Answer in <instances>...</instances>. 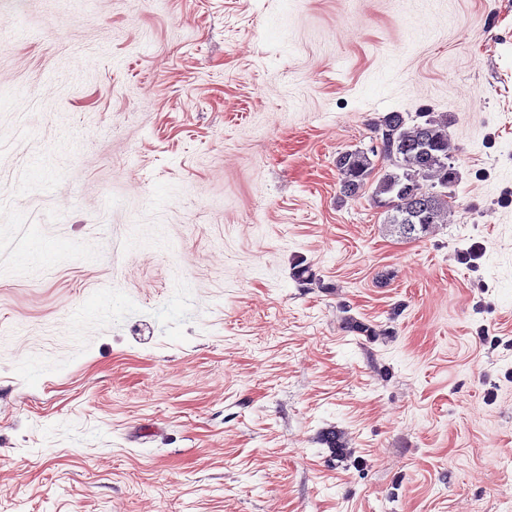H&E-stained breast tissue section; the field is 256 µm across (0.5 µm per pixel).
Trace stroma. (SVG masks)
Returning <instances> with one entry per match:
<instances>
[{
  "instance_id": "obj_1",
  "label": "stroma",
  "mask_w": 512,
  "mask_h": 512,
  "mask_svg": "<svg viewBox=\"0 0 512 512\" xmlns=\"http://www.w3.org/2000/svg\"><path fill=\"white\" fill-rule=\"evenodd\" d=\"M0 512H512V0H0ZM427 113H418L417 117L425 118L421 121L400 112L385 114L372 125V146L379 144L376 153L374 148L345 150L338 153L335 161L341 175L339 199L344 201L361 195L372 179L374 161L369 154H379L385 159L388 168L376 179L372 202L376 208L383 209L384 224L394 228L406 224L410 217H418L417 238L428 235L436 224H441L449 209L448 201H441L435 208L423 211L420 209L423 200L455 198L452 191L422 192L421 183L433 179L436 181L431 188L438 184L448 190L457 181V172L448 163V117L436 118Z\"/></svg>"
}]
</instances>
